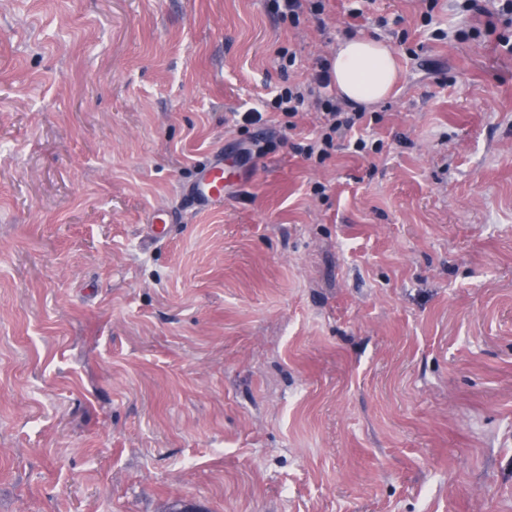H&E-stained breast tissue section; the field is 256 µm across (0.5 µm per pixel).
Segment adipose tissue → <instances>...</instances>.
Returning <instances> with one entry per match:
<instances>
[{"mask_svg": "<svg viewBox=\"0 0 512 512\" xmlns=\"http://www.w3.org/2000/svg\"><path fill=\"white\" fill-rule=\"evenodd\" d=\"M330 72L338 96L354 105H373L386 99L398 80L394 53L377 37L341 39Z\"/></svg>", "mask_w": 512, "mask_h": 512, "instance_id": "1", "label": "adipose tissue"}]
</instances>
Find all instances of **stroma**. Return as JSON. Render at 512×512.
Returning <instances> with one entry per match:
<instances>
[{"label": "stroma", "instance_id": "obj_1", "mask_svg": "<svg viewBox=\"0 0 512 512\" xmlns=\"http://www.w3.org/2000/svg\"><path fill=\"white\" fill-rule=\"evenodd\" d=\"M352 5L0 0V512H512V26ZM349 35L371 151L237 123ZM272 4L283 18H288L294 25L300 23L301 17H311L322 23L323 0H272ZM239 182L238 168L231 160L224 159V156H216L199 170L189 192L200 206L224 203L230 189Z\"/></svg>", "mask_w": 512, "mask_h": 512}]
</instances>
